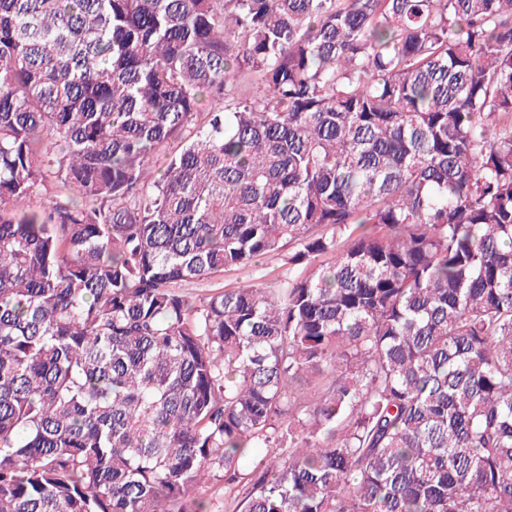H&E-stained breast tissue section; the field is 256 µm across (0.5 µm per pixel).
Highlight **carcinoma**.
<instances>
[{
	"label": "carcinoma",
	"instance_id": "carcinoma-1",
	"mask_svg": "<svg viewBox=\"0 0 512 512\" xmlns=\"http://www.w3.org/2000/svg\"><path fill=\"white\" fill-rule=\"evenodd\" d=\"M211 476L512 512V0H0V512ZM281 264L280 259H269L261 272H256L253 267L226 270L216 279L210 281L182 283L179 285V290L194 298H201L210 293L209 289L216 287L238 288L244 284L255 282V278L258 276H264L261 281L265 283L266 288H275L277 274L284 270V267H280Z\"/></svg>",
	"mask_w": 512,
	"mask_h": 512
}]
</instances>
